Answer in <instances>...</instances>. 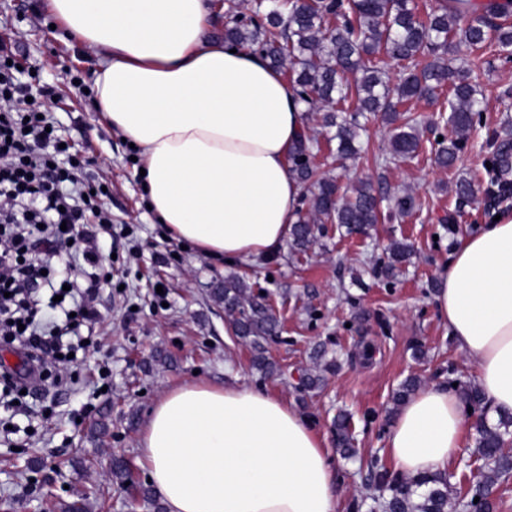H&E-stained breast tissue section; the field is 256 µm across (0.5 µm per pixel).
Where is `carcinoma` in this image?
I'll return each mask as SVG.
<instances>
[{
    "label": "carcinoma",
    "instance_id": "1",
    "mask_svg": "<svg viewBox=\"0 0 512 512\" xmlns=\"http://www.w3.org/2000/svg\"><path fill=\"white\" fill-rule=\"evenodd\" d=\"M249 13L240 12L224 27V40L242 47H258L272 67L294 75L307 111H325L322 127L328 142H336V157L345 161L360 154L359 117L369 112L379 117L390 132L389 155L407 159L417 155L420 134L414 118L406 115L410 102L446 95L451 136L436 142V163L452 168L461 157L468 135L481 123L486 111L470 82L481 69L476 52L495 46L512 49V26L507 13L489 2L479 10L448 8L447 0L419 15L416 0H250ZM463 26H457L462 18ZM466 46L469 54L460 55ZM312 139L305 137L291 155L298 179L311 189L310 209L301 214L290 233L291 249L304 251L315 242L322 225L336 224L347 234H364L378 223L383 198L363 180L338 194L337 179L319 174L311 164ZM508 142L494 155L488 174L496 180L507 171ZM459 204L475 198V185L461 179L455 184ZM391 208L409 215L414 197L404 192L390 199ZM387 263L380 268L392 275L406 262L409 245L395 243ZM212 298L224 304L236 335L253 345V366L267 373L275 367L266 356L264 343L278 337L280 322L263 292L248 291L235 276L224 278ZM460 395L474 409L486 412L480 389L459 385ZM336 446L351 458L356 454L350 417L338 413L333 422ZM512 437V416L495 424L481 417L476 426L475 453L482 460L480 479L468 493L469 512H493L490 488L512 472V454L504 451ZM379 495L371 508L380 512H448L452 505L449 479L425 474L407 479L388 471L376 477Z\"/></svg>",
    "mask_w": 512,
    "mask_h": 512
}]
</instances>
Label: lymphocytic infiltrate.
<instances>
[{"instance_id":"lymphocytic-infiltrate-1","label":"lymphocytic infiltrate","mask_w":512,"mask_h":512,"mask_svg":"<svg viewBox=\"0 0 512 512\" xmlns=\"http://www.w3.org/2000/svg\"><path fill=\"white\" fill-rule=\"evenodd\" d=\"M16 58L8 40L0 37V98L16 103L14 110L0 115V193L15 200L14 210L0 215V235L14 241L12 252H0V342L17 347L29 358L40 381L59 388L63 380L44 365L43 352L61 336L69 339L67 352L85 349L79 329L97 313L91 289L75 283L66 290L59 286L54 257L58 246L69 244L84 261L95 264L93 237L76 235L74 228L92 215L103 224L108 218L100 208L99 194L82 181L83 161L60 160L61 140L50 131L46 117L53 89L23 82ZM36 233L42 236L46 252L41 262L33 264L23 260L22 251ZM65 292L71 302L59 307L61 327H39L36 317L43 294Z\"/></svg>"}]
</instances>
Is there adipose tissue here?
<instances>
[{
	"mask_svg": "<svg viewBox=\"0 0 512 512\" xmlns=\"http://www.w3.org/2000/svg\"><path fill=\"white\" fill-rule=\"evenodd\" d=\"M99 57L93 105L133 143L156 220L201 254L275 252L298 219L288 156L306 109L263 54L205 36L208 0H49ZM435 309L473 361L492 415H512V213L461 237ZM471 422L443 385L416 392L386 438L401 475L447 474ZM167 512H337L328 452L293 407L244 386L165 392L139 440Z\"/></svg>",
	"mask_w": 512,
	"mask_h": 512,
	"instance_id": "obj_1",
	"label": "adipose tissue"
}]
</instances>
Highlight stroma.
Masks as SVG:
<instances>
[{
	"label": "stroma",
	"mask_w": 512,
	"mask_h": 512,
	"mask_svg": "<svg viewBox=\"0 0 512 512\" xmlns=\"http://www.w3.org/2000/svg\"><path fill=\"white\" fill-rule=\"evenodd\" d=\"M53 22L44 0H0V31L24 70L58 88L61 102L52 114L58 135L89 158L87 182L109 188L104 203L112 224L97 230V267L111 279L96 291L99 346L65 371L73 392L32 389L15 421L26 425L27 410L41 412L33 436L0 437V512H63L81 498L88 512H153L140 495L148 485L140 434L164 392L195 380L216 387L243 383L294 406L325 441L339 512H352L353 502L374 492L371 462L391 465L386 436L401 383L416 377L426 387L475 378L437 315L434 294L458 236L512 212V199L489 208L480 195L460 207L454 193L462 178L485 190V161L502 140H512V60L490 53V66L472 74L487 110L453 168L434 161L432 146L444 130L436 101L411 102L419 154L386 168L375 161L388 147L381 121L368 122L361 156L344 167L335 163V148L321 128L312 129L320 174L339 176L344 186L365 180L386 196L408 191L417 205L412 215L383 211L365 235L327 224L305 254L285 245L268 257L229 263L182 249L157 223L140 188L134 149L93 108L88 90L97 57ZM71 73L80 74L81 83L69 82ZM396 241L410 245L413 256L389 279L372 267L386 261ZM230 274L263 291L280 321L278 338L266 345L274 373L253 368L250 344L235 336L223 305L210 295ZM318 347L323 357L314 356ZM334 359L339 369L324 373L325 362ZM307 372L323 374L319 388L304 389L300 380ZM341 409L352 415L357 455L351 460L341 456L331 428ZM116 457L128 464L129 485L112 480Z\"/></svg>",
	"instance_id": "1"
}]
</instances>
